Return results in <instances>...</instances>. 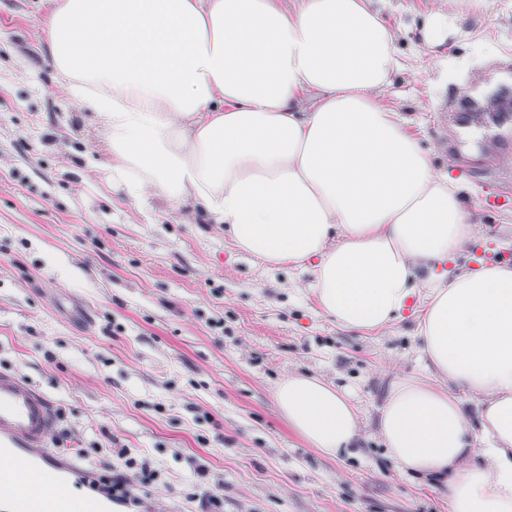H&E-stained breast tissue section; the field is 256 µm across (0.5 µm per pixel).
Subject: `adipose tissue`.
I'll use <instances>...</instances> for the list:
<instances>
[{
    "label": "adipose tissue",
    "instance_id": "1",
    "mask_svg": "<svg viewBox=\"0 0 512 512\" xmlns=\"http://www.w3.org/2000/svg\"><path fill=\"white\" fill-rule=\"evenodd\" d=\"M485 6L448 0L421 42ZM42 43L129 196L192 205L266 268L308 273L338 326L380 329L420 298L432 379L395 378L375 433L400 475L441 480L448 512H512V266L453 268L476 221L382 99L402 61L372 0H51ZM275 399L325 455L360 436L316 377Z\"/></svg>",
    "mask_w": 512,
    "mask_h": 512
}]
</instances>
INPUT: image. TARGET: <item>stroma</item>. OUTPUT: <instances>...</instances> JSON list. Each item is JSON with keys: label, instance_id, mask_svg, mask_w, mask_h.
Wrapping results in <instances>:
<instances>
[{"label": "stroma", "instance_id": "stroma-1", "mask_svg": "<svg viewBox=\"0 0 512 512\" xmlns=\"http://www.w3.org/2000/svg\"><path fill=\"white\" fill-rule=\"evenodd\" d=\"M404 64L385 102L433 165L465 185L478 255L512 251V208L488 207L490 170L512 176V124L456 121L460 90L486 107L512 87V0H488L431 48L425 18L448 0H374ZM49 0H0V369L46 392L55 434L88 475L119 451L156 470L139 512H448L438 480L397 474L374 435L395 375L421 377L413 314L377 331L342 328L305 290L217 225L164 199H129L96 164L94 127L58 83L39 39ZM351 394L361 437L326 457L274 397L288 374Z\"/></svg>", "mask_w": 512, "mask_h": 512}]
</instances>
